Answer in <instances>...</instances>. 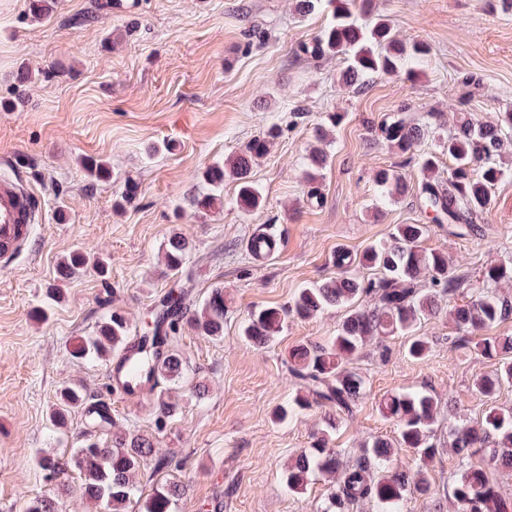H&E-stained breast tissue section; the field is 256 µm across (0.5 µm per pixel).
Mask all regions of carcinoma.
<instances>
[{
  "mask_svg": "<svg viewBox=\"0 0 512 512\" xmlns=\"http://www.w3.org/2000/svg\"><path fill=\"white\" fill-rule=\"evenodd\" d=\"M320 1L331 8L332 21L301 43L298 52L315 63L344 57L346 67L341 80L358 93L367 89L375 77L411 73L409 65L429 53L426 43L402 40L386 19L371 16L369 0H295V10L305 16ZM430 116V112H412L404 106L384 115L377 131L390 147L406 154L424 138L429 125L426 118ZM278 135V129L272 127L231 157L209 166L203 175L204 187L192 196L193 206L200 212H209L223 205L224 179L228 176L237 182L238 206L246 211L259 208L263 196L251 180L252 164L268 153ZM510 147L512 112L506 111L499 113L494 122L460 117L447 138L421 154L423 179L418 194L424 209L432 213V223L446 224L459 235L471 230L474 221L490 208L492 187L508 171L506 155ZM444 152L452 167L448 169V179L439 180V155ZM308 160L306 179L313 182L326 165L327 153L313 147ZM375 183L380 198L388 203L407 192L403 177L393 169L379 170ZM427 232L426 224H398L389 240L373 242L359 255L339 251L335 259L337 276L296 292L288 312L301 319L312 318L331 306H342L348 312L328 343L302 345L289 352V373L307 387L306 394L298 393L293 398L295 407L304 410L329 404L353 415L365 381L347 363L358 358L364 345L375 336L413 332L422 319L436 314L440 298H448L449 318L457 330L466 334L486 331L512 315V301L496 292L501 285L512 284V259L490 264L482 273L483 287L466 293V277L451 271L448 257L422 247ZM190 249L187 239L172 235L165 250L167 266L177 272L183 270ZM88 264L86 255L74 253L63 263L61 275L71 278ZM357 265L373 269L375 278L362 280L355 276L353 268ZM186 298L184 290L172 289L159 299L152 310V325L140 337L135 352L137 370L157 384L167 383L154 394L159 428L178 410V403L171 399L170 386L179 383L184 374L185 362L178 347L183 324L213 339L224 334L227 309L223 290H213L208 300L194 310ZM284 318L285 314L276 308L253 310L243 326V336L257 345L269 344L280 333ZM128 333L125 316L114 311L97 323L94 335L72 345L71 354L79 359L106 361L122 348ZM477 346L488 355L501 356L495 373L475 383V390L492 400L503 385L512 384V336L484 338ZM429 351L426 337H410L406 352L411 358L424 359ZM83 405L99 430L111 426L109 407L103 402H88L87 395L70 384L59 389L58 408L51 417L53 425H65L70 411ZM382 414L396 423L399 445L414 451L415 468H392L393 443L381 437L372 438L364 455L346 464L339 451L329 447L330 433L325 431L288 466L284 475L288 490L301 496L313 475L331 477L335 484L325 512H345L348 505L360 500L378 503L382 512H400L410 493L426 492L429 466L439 454L430 441L431 426L437 417L436 400L421 392L391 394L383 401ZM452 436V447L458 455L479 453L487 468H512V409L492 407L482 421L453 428ZM152 461L156 470L173 464L170 458L156 456L153 441L146 436L116 435L107 441L92 433L86 434L79 447L67 455L42 454L37 459L45 480L57 483L63 493L67 491L66 480L78 472L82 496L99 505L103 512H127L128 504L139 492L138 475ZM185 490L179 481L157 485L145 499L143 512H173ZM452 504L454 512H512V501L500 494L486 468L468 469L460 476L452 489ZM24 512H60V506L51 496H37L26 500Z\"/></svg>",
  "mask_w": 512,
  "mask_h": 512,
  "instance_id": "1",
  "label": "carcinoma"
}]
</instances>
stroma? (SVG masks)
I'll use <instances>...</instances> for the list:
<instances>
[{
    "mask_svg": "<svg viewBox=\"0 0 512 512\" xmlns=\"http://www.w3.org/2000/svg\"><path fill=\"white\" fill-rule=\"evenodd\" d=\"M104 3L56 0L36 19L29 0H0V175L19 179L40 201L25 246L0 269V512H23L25 500L53 492L36 456L68 452L89 431L80 409L66 428L50 421L65 382L108 404L118 429L152 438L158 456L178 462L177 470L149 468L139 477L146 495L165 479L188 481L176 512H322L331 478L313 476L302 496L283 480L316 432L334 424L333 447L354 462L366 439L397 436L379 409L385 396L428 393L437 401L439 454L428 492L408 495L403 512H452L453 483L482 458L457 455L449 429L481 420L490 407L512 408V385L490 401L476 393L475 381L498 361L461 340L447 312L422 323L426 359L407 357L400 334L366 346L353 363L365 380L353 416L315 406L283 423L274 422L275 408L303 389L288 372L289 350L327 343L345 310L288 316L262 347L240 329L251 310L288 306L298 288L335 276L337 250L356 253L386 240L395 225L427 224L416 160L391 149L376 126L404 106L434 113L425 149L447 136L454 113L490 121L512 111V10L500 0H372L401 39L425 42L430 52L413 75L384 76L358 93L340 79L342 58L314 63L297 54L330 22L329 11L302 17L294 0H141L115 16ZM467 77L480 82L468 102L460 86ZM328 112L343 120L327 131L328 164L311 186L307 155ZM272 126L280 134L252 169L262 207H238L228 180L223 207L197 212L191 198L206 168ZM91 157L109 164L110 178L88 173ZM382 168L397 170L410 189L377 215L373 176ZM130 180L138 194L119 205ZM266 224L282 246L260 265L245 244ZM428 226L424 247L446 252L450 268L478 287L485 266L512 256V174L493 189L473 234ZM176 232L192 243L188 279L166 266L165 244ZM86 250L107 262V274L63 278L61 264ZM175 285L195 307L223 289L228 312L219 340L182 327L189 384L174 390L179 413L160 428L153 393L123 400L107 362L73 358L70 348L115 309L137 335ZM196 382L208 387L205 399L191 395Z\"/></svg>",
    "mask_w": 512,
    "mask_h": 512,
    "instance_id": "35a3bbf8",
    "label": "stroma"
}]
</instances>
